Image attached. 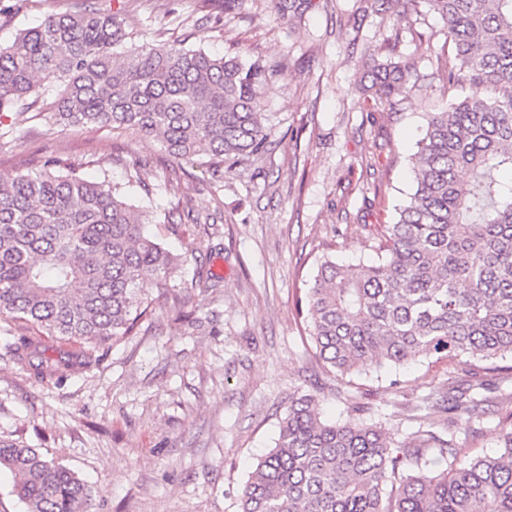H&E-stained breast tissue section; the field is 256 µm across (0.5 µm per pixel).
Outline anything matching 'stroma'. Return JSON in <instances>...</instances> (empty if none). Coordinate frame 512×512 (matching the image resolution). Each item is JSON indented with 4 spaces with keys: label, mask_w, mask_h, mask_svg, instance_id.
Segmentation results:
<instances>
[{
    "label": "stroma",
    "mask_w": 512,
    "mask_h": 512,
    "mask_svg": "<svg viewBox=\"0 0 512 512\" xmlns=\"http://www.w3.org/2000/svg\"><path fill=\"white\" fill-rule=\"evenodd\" d=\"M294 24L272 0L202 11L199 0H0V41L69 4L120 12L132 46L163 36L218 55L280 63L262 110L270 145L256 161L213 172L168 156L153 138L65 127L39 105L9 114L0 177L49 159L86 177L109 170L134 205L192 211L195 223L150 224L181 260L137 333L99 348L101 362L60 385L39 384L0 348V439L47 454L93 492L94 512H238L251 464L274 447L291 401L312 395L322 417L381 425L393 442L416 430L418 397L457 371L421 357L336 377L315 355L296 299L321 261L370 260L381 225L412 191L410 165L430 113L471 94L447 87L444 22L418 4L400 20L369 0H316ZM412 64L407 97L369 110L368 69ZM138 174L143 188L128 187ZM399 381V392L389 389ZM512 396L489 394L478 432L459 424L469 457L499 451Z\"/></svg>",
    "instance_id": "obj_1"
}]
</instances>
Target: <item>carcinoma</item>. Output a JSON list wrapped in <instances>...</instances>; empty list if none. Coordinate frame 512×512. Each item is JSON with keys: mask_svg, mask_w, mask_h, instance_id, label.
<instances>
[{"mask_svg": "<svg viewBox=\"0 0 512 512\" xmlns=\"http://www.w3.org/2000/svg\"><path fill=\"white\" fill-rule=\"evenodd\" d=\"M274 2L288 24L315 7ZM426 4L454 51L448 87L464 75L473 92L429 115L413 192L384 225L376 258L322 262L296 305L316 354L342 377L435 355L464 369L439 399L413 407L418 429L400 445L374 424L327 423L312 396L298 397L243 485L239 512H512V416L493 456L472 459L456 441L458 421L479 420L484 393L512 383V366L488 365L512 355V0ZM133 35L119 14L92 7L17 29L0 44V116L42 101L59 124L133 130L215 172L266 151L261 100L278 65L182 41L128 52ZM372 76L375 100L391 105L410 66L390 60ZM489 86L497 96L483 94ZM58 166L0 182V345L35 380L56 384L100 362L94 348L68 344L131 335L174 266L146 232L150 211L127 203L109 171L88 181ZM434 408L448 411L440 432L427 423ZM2 468L19 478L26 512L93 509L89 486L35 448L0 440Z\"/></svg>", "mask_w": 512, "mask_h": 512, "instance_id": "obj_1", "label": "carcinoma"}]
</instances>
